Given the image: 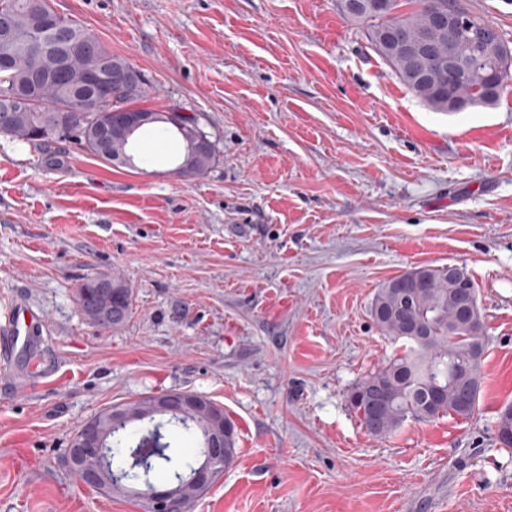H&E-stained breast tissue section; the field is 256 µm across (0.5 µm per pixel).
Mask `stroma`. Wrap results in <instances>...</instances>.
Here are the masks:
<instances>
[{
  "mask_svg": "<svg viewBox=\"0 0 512 512\" xmlns=\"http://www.w3.org/2000/svg\"><path fill=\"white\" fill-rule=\"evenodd\" d=\"M145 80L141 107L203 118L216 161L138 168L0 136V315L42 319L44 373L0 363V512H141L64 462L102 408L163 391L223 406L237 456L192 512H512V86L437 112L336 0H51ZM464 267L485 321L475 415L370 434L348 396L399 353L371 316L420 265ZM134 293L81 310L86 279ZM122 288H118V296L112 301L113 315L116 317L112 325H119L123 323L130 314L133 303V292L128 285L120 279Z\"/></svg>",
  "mask_w": 512,
  "mask_h": 512,
  "instance_id": "stroma-1",
  "label": "stroma"
}]
</instances>
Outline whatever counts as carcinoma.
<instances>
[{
	"mask_svg": "<svg viewBox=\"0 0 512 512\" xmlns=\"http://www.w3.org/2000/svg\"><path fill=\"white\" fill-rule=\"evenodd\" d=\"M341 10L364 26L370 48L432 109L453 112L448 107L451 97L472 107H491L498 102L501 92L495 91L489 81L500 67L495 45L504 37L489 21H484L488 40L476 43L460 39L450 47L442 32L429 25L433 12L448 11V0H394L377 14L344 5ZM50 11V0H0V22L9 24L6 30L0 26V134L33 144L37 129L51 110L56 139L74 140L109 164L111 160L95 144L97 113H83V127L76 128L69 124L71 113L58 111L60 107H83L87 74L95 55L90 50L69 51L62 58L53 51L36 50L34 42L47 41L59 26L60 15L56 14L45 27L33 30V20ZM390 31L402 32L414 46L428 40L434 45L433 54L387 51L383 39ZM450 57L459 69V77L451 86ZM34 83L38 85L36 104L26 110L3 111V99ZM144 95L142 83L131 95L115 88L112 99L101 108L134 110ZM132 303V289L123 282L112 301L115 324L127 319ZM467 304L477 318H482L476 287H459L443 265L415 267L378 289L371 304L378 329L394 340H404L407 346L403 353L366 376L349 395L352 410L370 434L395 432L410 419L431 421L446 415L467 419L474 415L482 385L484 324H468L463 315ZM416 324L425 328L426 335H405L406 328ZM224 422L228 425L224 437L227 468L236 456L237 432L230 419ZM137 448L156 449L146 474L130 463ZM202 451L200 447L197 453L189 454L174 448L163 423L150 425L142 420L112 433L106 475L114 481L134 483L163 469L169 473L170 483L179 484L183 497L192 502L197 495L186 479Z\"/></svg>",
	"mask_w": 512,
	"mask_h": 512,
	"instance_id": "obj_1",
	"label": "carcinoma"
}]
</instances>
